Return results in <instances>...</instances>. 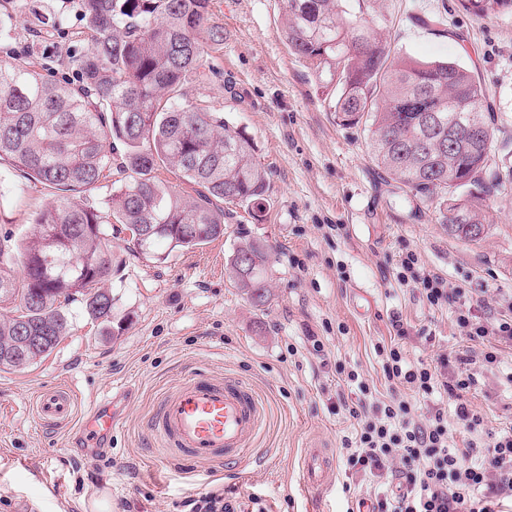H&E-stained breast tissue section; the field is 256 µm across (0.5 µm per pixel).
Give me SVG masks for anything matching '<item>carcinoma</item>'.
<instances>
[{
	"instance_id": "carcinoma-1",
	"label": "carcinoma",
	"mask_w": 512,
	"mask_h": 512,
	"mask_svg": "<svg viewBox=\"0 0 512 512\" xmlns=\"http://www.w3.org/2000/svg\"><path fill=\"white\" fill-rule=\"evenodd\" d=\"M477 18L512 9V0H478ZM90 46L72 57L81 85L50 79L20 64H0V162L56 190L36 215L22 253L23 276L11 274V249L0 240V366L22 369L68 335L79 302L92 319H107L112 277L107 224H122L130 243L153 230L188 251L224 235L225 208L258 216L269 200L264 168L250 140L230 132L224 117L187 99L185 85L210 66L224 29L209 24L210 0H79ZM283 36L291 53L327 78L329 110L343 126H363L376 166L396 187L437 202L448 231L486 224L481 197L488 159L448 151V124L470 119L494 131L485 112L491 91L463 66L391 51L344 0H286ZM124 147V180L106 200L112 221L77 193L112 170V150ZM164 167L191 186L179 193L157 176ZM473 176L472 191L448 196V174ZM229 265L237 286L256 307L270 296L269 251L246 240ZM42 341L19 344L23 329Z\"/></svg>"
}]
</instances>
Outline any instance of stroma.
<instances>
[{"label":"stroma","mask_w":512,"mask_h":512,"mask_svg":"<svg viewBox=\"0 0 512 512\" xmlns=\"http://www.w3.org/2000/svg\"><path fill=\"white\" fill-rule=\"evenodd\" d=\"M285 0H212L209 20L224 47L209 74L188 86L191 100L244 133L267 171L270 204L261 220L235 207L224 236L158 263L131 251L122 225L110 227L112 311L107 322L77 313L46 358L0 370V512H178L184 497L211 489L269 512H354L383 494V480L346 463L341 439L353 429L338 397L358 403L344 371L385 390L375 345L400 320L410 360L429 361L466 347L455 322L462 304L476 315L512 306V191L485 194L490 222L481 237L449 234L436 203L409 199L375 166L363 127L339 125L328 107L332 87L289 51L282 35ZM437 25H426L431 16ZM363 16L392 49L475 71L496 93V148L490 176L512 175V11L475 17L459 0H366ZM89 43L78 0H0V63L19 62L77 81L71 46ZM52 189L0 165V238L22 246ZM259 238L271 247L270 299L255 309L227 266L235 245ZM415 252L448 284L447 306H430L397 280ZM324 345L312 349V339ZM497 376L468 398L493 428L512 424V349L501 348ZM194 368L245 379L265 399L267 420L242 465H173L150 428L159 401ZM69 383L78 411L114 400L120 424L111 447L94 453L67 427L41 425L37 392ZM321 446L336 458L330 485L303 489L301 458Z\"/></svg>","instance_id":"obj_1"}]
</instances>
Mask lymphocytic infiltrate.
Wrapping results in <instances>:
<instances>
[{
    "label": "lymphocytic infiltrate",
    "mask_w": 512,
    "mask_h": 512,
    "mask_svg": "<svg viewBox=\"0 0 512 512\" xmlns=\"http://www.w3.org/2000/svg\"><path fill=\"white\" fill-rule=\"evenodd\" d=\"M400 266V283L419 290L430 306L447 304L445 280L423 271L416 253L407 252ZM456 324L468 345L452 358L410 361L401 344V327L395 338L377 345L390 391L387 401L372 403L370 384L357 371L346 375L347 383L363 396L355 406L338 403L356 422L354 436L341 440L346 461L366 476L397 478L401 486L399 494L378 500L371 512H503L505 501H512V427L488 428L467 399L479 377L496 368L500 346H512V308L482 319L461 308ZM452 363L458 370L446 375ZM438 392L455 399L454 416L434 407L424 419L415 420V400ZM453 425L465 433V447H449Z\"/></svg>",
    "instance_id": "obj_1"
}]
</instances>
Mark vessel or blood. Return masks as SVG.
I'll return each mask as SVG.
<instances>
[{
  "mask_svg": "<svg viewBox=\"0 0 512 512\" xmlns=\"http://www.w3.org/2000/svg\"><path fill=\"white\" fill-rule=\"evenodd\" d=\"M74 404L70 387L45 392L36 404L37 418L44 425L60 424L68 420ZM265 415L262 399L241 378L228 375L217 379L196 373L162 398L152 431L168 458L238 464L256 439ZM118 422L111 402L91 404L79 428L83 446L109 445ZM331 476L329 456L322 449H313L303 466L304 487L311 492L321 491Z\"/></svg>",
  "mask_w": 512,
  "mask_h": 512,
  "instance_id": "b4317fda",
  "label": "vessel or blood"
}]
</instances>
